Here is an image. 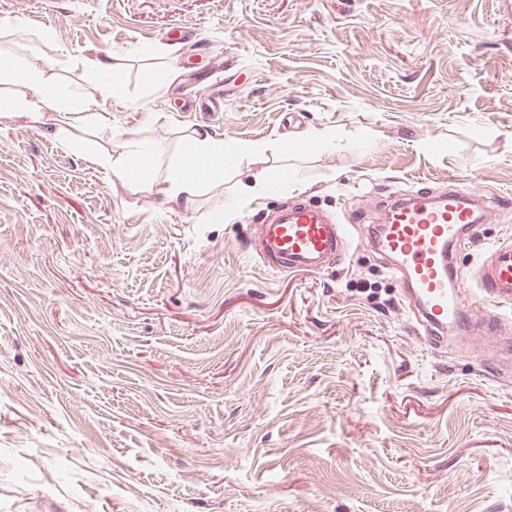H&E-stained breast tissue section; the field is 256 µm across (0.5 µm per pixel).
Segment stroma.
Wrapping results in <instances>:
<instances>
[{
    "mask_svg": "<svg viewBox=\"0 0 512 512\" xmlns=\"http://www.w3.org/2000/svg\"><path fill=\"white\" fill-rule=\"evenodd\" d=\"M1 49L59 97H100L95 58L123 82L61 138L0 120V512H512V368L431 348L370 247L249 244L301 198L512 195V0H0ZM198 127L231 163L189 212L88 158L159 140L164 171ZM314 129L335 151H289ZM501 241L512 208L460 273Z\"/></svg>",
    "mask_w": 512,
    "mask_h": 512,
    "instance_id": "stroma-1",
    "label": "stroma"
}]
</instances>
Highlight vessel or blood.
Listing matches in <instances>:
<instances>
[{
	"label": "vessel or blood",
	"instance_id": "obj_1",
	"mask_svg": "<svg viewBox=\"0 0 512 512\" xmlns=\"http://www.w3.org/2000/svg\"><path fill=\"white\" fill-rule=\"evenodd\" d=\"M512 204L501 196L486 202L478 188L443 196L419 190L387 203L376 237L356 225L342 224L306 200H298L256 226L255 250L267 266L291 273H318L329 261H341L350 249L367 243L394 263V271L408 286L406 302L418 334L440 347L449 329L466 317L462 296L466 285L458 281L454 251L462 236L491 212ZM476 290L491 311L478 335L489 341L497 365H512V341L497 312L512 301V245L492 246L475 271Z\"/></svg>",
	"mask_w": 512,
	"mask_h": 512
}]
</instances>
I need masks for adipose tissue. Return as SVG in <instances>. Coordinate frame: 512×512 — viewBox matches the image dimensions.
<instances>
[{"instance_id":"ef3b65f1","label":"adipose tissue","mask_w":512,"mask_h":512,"mask_svg":"<svg viewBox=\"0 0 512 512\" xmlns=\"http://www.w3.org/2000/svg\"><path fill=\"white\" fill-rule=\"evenodd\" d=\"M0 83L14 89L13 95L0 100V117L38 124L44 109L56 103L38 65L3 51L0 52ZM184 149L200 161V168L189 167L180 159L166 175H155L157 160L165 151L164 143L158 141L131 142L110 160L109 166L113 176L123 184L147 189L189 211L207 183L223 179L224 141L209 130L196 128L191 131Z\"/></svg>"}]
</instances>
